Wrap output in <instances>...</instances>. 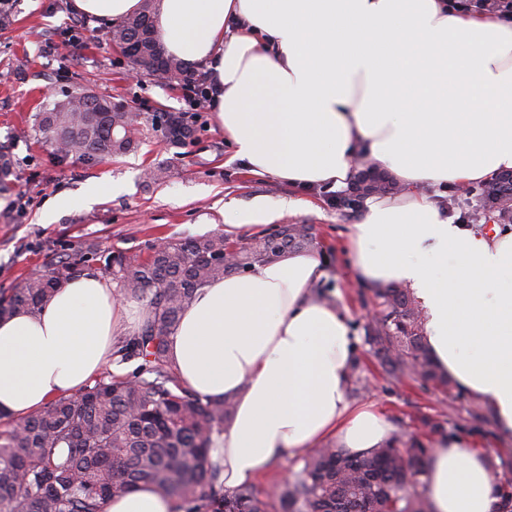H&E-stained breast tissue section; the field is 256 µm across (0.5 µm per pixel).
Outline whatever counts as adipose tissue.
I'll list each match as a JSON object with an SVG mask.
<instances>
[{"label": "adipose tissue", "mask_w": 512, "mask_h": 512, "mask_svg": "<svg viewBox=\"0 0 512 512\" xmlns=\"http://www.w3.org/2000/svg\"><path fill=\"white\" fill-rule=\"evenodd\" d=\"M140 0H73L116 25ZM169 55L205 68L218 129L256 175L336 188L363 170L397 182L366 199L349 253L371 287L402 285L424 315L435 362L512 437V229L456 223L423 192L512 170V14L480 0H160ZM325 271L295 250L200 289L169 338L180 384L235 399L216 446L224 485L336 440L363 454L393 429L348 398L355 351L344 315L315 297ZM144 307L100 275L58 289L33 315L0 318V413L20 418L79 393L132 336ZM425 494L435 512H495L485 451L435 442ZM143 484L105 512H176Z\"/></svg>", "instance_id": "ef3b65f1"}]
</instances>
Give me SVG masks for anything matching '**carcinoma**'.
<instances>
[{"instance_id": "cac0c4a2", "label": "carcinoma", "mask_w": 512, "mask_h": 512, "mask_svg": "<svg viewBox=\"0 0 512 512\" xmlns=\"http://www.w3.org/2000/svg\"><path fill=\"white\" fill-rule=\"evenodd\" d=\"M157 0H143L138 12L112 27V46H141V65L153 66ZM195 70L170 57L158 78L181 85ZM108 99L72 97L36 115L43 143L58 157L78 149L86 162L135 149L139 137L112 138V122L136 124L134 113L99 117ZM155 125L174 142L191 135L180 116H156ZM476 219L491 214L512 224V211L498 207L512 197V180L502 173L482 193ZM313 244L309 228L285 224L244 244L216 232L169 241L145 257L123 251L103 255L87 249L68 257L48 274L29 276L0 290V317L35 314L56 289L88 270L89 263L123 271L120 294L144 302L150 317L134 336L114 347L115 363L142 359L128 377L108 375L80 393L53 399L43 409L0 424V512H103L105 501L148 483L175 498L181 512H432L423 477L432 444L447 436L443 424L424 422L427 440L396 431L381 448L351 454L328 441L295 458L289 476L261 491L250 482L224 487V467L213 455L216 439L230 426L232 397L204 401L182 387L167 352L168 334L177 326L196 291L253 264ZM378 316L366 326V341L392 380L410 378L448 390L425 342L421 310L400 286L376 292ZM498 512H512V478L499 487Z\"/></svg>"}]
</instances>
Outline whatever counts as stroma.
<instances>
[{"instance_id":"1","label":"stroma","mask_w":512,"mask_h":512,"mask_svg":"<svg viewBox=\"0 0 512 512\" xmlns=\"http://www.w3.org/2000/svg\"><path fill=\"white\" fill-rule=\"evenodd\" d=\"M12 13V25L0 30V155L10 168L8 186L0 190V290L91 246L145 255L160 240L223 230L232 220L224 212L228 203L243 213L259 198L305 200L304 208L282 221L308 225L313 250L326 258L324 289L346 316L359 361L351 398L375 403L393 428L409 437L423 434V418L443 421L447 432L472 438L488 453L493 474L512 477V441L498 436L491 419L476 418L478 404L465 391L455 387L446 394L413 381H390L373 356L364 327L375 296L355 274L347 250L362 210L340 203L352 196L351 188H292L250 173L235 159L209 110L199 113L182 143L162 144L161 132L151 128L152 116L186 110L180 85L146 75L128 80V62L111 47L109 26L84 19L71 0H13ZM79 27L86 39L75 49L67 43L68 32ZM76 89L125 102L145 131L138 148L95 166L73 155L57 159L35 135V115ZM151 168L161 170L158 181L146 179ZM99 182L119 189L87 199L88 187ZM60 194L73 198V206L46 213L48 202Z\"/></svg>"}]
</instances>
